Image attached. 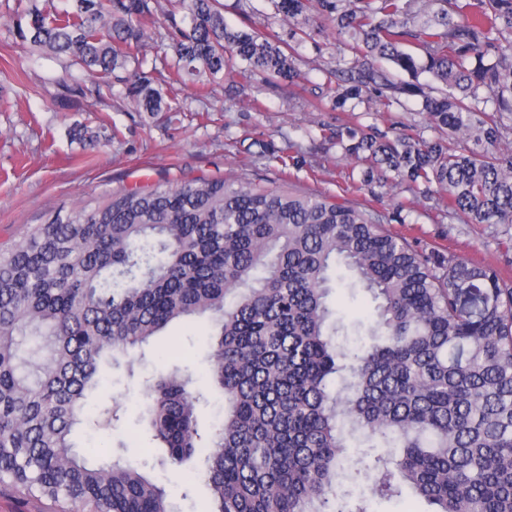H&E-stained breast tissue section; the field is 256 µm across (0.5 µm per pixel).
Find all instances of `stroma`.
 Returning a JSON list of instances; mask_svg holds the SVG:
<instances>
[{
  "label": "stroma",
  "mask_w": 512,
  "mask_h": 512,
  "mask_svg": "<svg viewBox=\"0 0 512 512\" xmlns=\"http://www.w3.org/2000/svg\"><path fill=\"white\" fill-rule=\"evenodd\" d=\"M16 0H0V244L9 245L31 225L56 210L95 205L119 189L176 185L184 180H239L302 192L339 197L370 207L389 218L387 229L417 249L444 257L466 259L495 267L512 280V224H470L464 215L446 211L423 196L397 185L381 199L352 188L348 175L354 162L319 139V123L361 122L396 133L422 125L417 112H373L354 118L348 112L317 111L329 102L334 88L327 72L336 61L334 37H319L299 48L303 74L297 95L266 91L262 111H254L249 94L223 111V86H216L204 118L174 112H140L130 101L115 99L92 111L85 94L95 81L79 69H63L16 38ZM67 77L76 91L63 108L51 99L57 81ZM265 142L264 157L247 149ZM298 144L314 155L298 167H282L279 158ZM329 304L354 343L376 319L375 303L360 288H337ZM206 318L172 323L144 349L119 358L102 369L100 388L87 399L90 420L76 429L74 440L89 463L115 458L127 461L163 486L172 512H214L198 460L173 469L152 437L141 414L147 390L160 375L173 371L191 376L200 395L196 407L202 440H209L223 397L209 382V340ZM114 412L111 427L96 426L95 418Z\"/></svg>",
  "instance_id": "obj_1"
}]
</instances>
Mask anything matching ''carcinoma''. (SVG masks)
<instances>
[{"label":"carcinoma","instance_id":"carcinoma-1","mask_svg":"<svg viewBox=\"0 0 512 512\" xmlns=\"http://www.w3.org/2000/svg\"><path fill=\"white\" fill-rule=\"evenodd\" d=\"M168 2L71 0L52 14L18 0L16 32L97 79L99 102L130 68L137 111L186 112L165 86L208 85L237 60L266 86H300L298 48L329 30L331 110L413 103L434 130L321 125L365 167L360 189L405 184L471 224H512V152L499 149L512 134V0H269L284 34L258 30L249 0L235 28L221 0ZM149 39L173 54L148 57ZM343 269L377 302L367 346L336 341L328 296ZM196 316L227 405L204 456L215 512L332 500L371 512L404 487L435 512H512V283L416 249L372 210L246 181L114 191L0 247V483L54 512H170L121 459L89 465L72 433L106 357ZM191 384L160 377L143 413L172 466L200 453ZM350 467L369 495L344 485Z\"/></svg>","mask_w":512,"mask_h":512}]
</instances>
